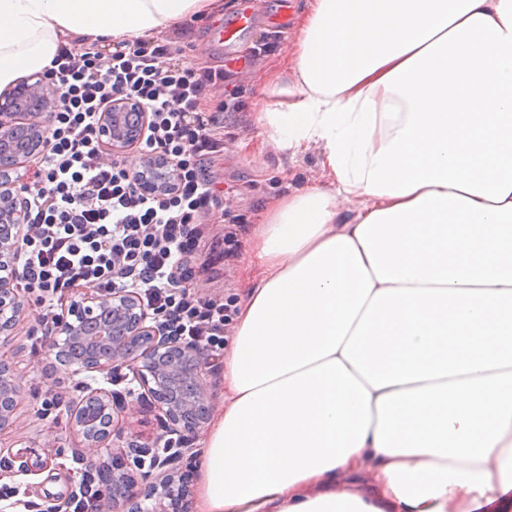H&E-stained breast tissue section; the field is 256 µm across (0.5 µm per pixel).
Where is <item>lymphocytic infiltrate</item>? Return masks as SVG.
<instances>
[{
    "mask_svg": "<svg viewBox=\"0 0 512 512\" xmlns=\"http://www.w3.org/2000/svg\"><path fill=\"white\" fill-rule=\"evenodd\" d=\"M59 91L36 179L24 197L29 234L19 284L36 303L64 311L76 292L127 291L171 334L224 362L232 303L200 295L193 282L211 271L191 258L205 233L203 213L217 194L202 163L222 139L204 103L223 70L175 61L159 41H119L108 54L63 49L45 73ZM133 98L149 114L135 148L169 162L171 190L144 193L136 171L107 157L98 125L109 106Z\"/></svg>",
    "mask_w": 512,
    "mask_h": 512,
    "instance_id": "f902f5d3",
    "label": "lymphocytic infiltrate"
}]
</instances>
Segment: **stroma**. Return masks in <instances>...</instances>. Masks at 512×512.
<instances>
[{
	"instance_id": "stroma-1",
	"label": "stroma",
	"mask_w": 512,
	"mask_h": 512,
	"mask_svg": "<svg viewBox=\"0 0 512 512\" xmlns=\"http://www.w3.org/2000/svg\"><path fill=\"white\" fill-rule=\"evenodd\" d=\"M239 2L222 0L221 9L190 16L155 35L156 40L169 42L176 59L224 69V86L206 105L223 128V146L204 161L206 174L222 192L221 203L205 219L208 235L193 261L199 264L208 260L212 237L235 233L234 257L205 275L199 291L236 301L243 298L255 273L252 245L267 212L288 192L322 179L318 148L296 157L281 152L253 117L255 102L266 97L269 77L279 73L295 40V18L305 0H250L254 22L229 51L216 40L215 30L233 17ZM259 151L266 163L262 170L254 161ZM41 313L38 305H30L13 333L11 362L23 397L9 436L16 451L37 450L48 465L38 474L15 477L6 486L0 484V512H40L46 498L67 495L72 477L80 472L84 449L81 437L71 428L67 409L81 398L83 384L110 389L115 400L124 398L122 386L113 384L111 374L73 376L50 358ZM113 429L115 448L126 447L132 440L148 444L149 455L143 456L141 468L133 472L139 487L148 488L145 474L151 469L152 457L158 456L168 429L164 415L145 397L115 414Z\"/></svg>"
}]
</instances>
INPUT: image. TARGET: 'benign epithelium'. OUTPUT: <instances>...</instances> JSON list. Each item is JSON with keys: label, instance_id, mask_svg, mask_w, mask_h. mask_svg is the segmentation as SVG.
Instances as JSON below:
<instances>
[{"label": "benign epithelium", "instance_id": "obj_1", "mask_svg": "<svg viewBox=\"0 0 512 512\" xmlns=\"http://www.w3.org/2000/svg\"><path fill=\"white\" fill-rule=\"evenodd\" d=\"M25 93L31 94V102L42 109L40 117L58 102L57 91L42 76L33 83H19L8 95L0 96V224L6 225L5 231H0V346L10 340L16 321L27 311L18 288L27 216L25 205L19 202L21 190L10 179V172L19 165L16 141L10 135H23L28 158L49 148L43 122L30 120L17 110L18 96ZM148 122V113L133 100L124 99L104 113L101 136L119 151L142 139ZM161 180L155 168L142 166L139 184L145 191L158 189ZM149 319L151 315L133 293L117 291L102 298L87 292L58 320L48 351L72 375L130 368L170 422L171 431L187 440L209 418L200 387L206 371L203 353L175 336L162 334ZM21 398L11 366L0 359V431L9 425ZM114 407L112 393L89 384L79 402L68 407L71 428L87 448L81 479L70 484L68 497L76 496L85 482L97 481L104 512H142L129 470L141 465V457L149 453V448L133 444L123 455L112 451ZM47 465L33 451L18 453L0 461V479L39 471ZM160 485L162 497L170 500L171 506L164 512H189L186 486L175 487L168 479Z\"/></svg>", "mask_w": 512, "mask_h": 512}]
</instances>
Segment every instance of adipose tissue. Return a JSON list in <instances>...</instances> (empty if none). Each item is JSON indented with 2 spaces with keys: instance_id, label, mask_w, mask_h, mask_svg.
Returning <instances> with one entry per match:
<instances>
[{
  "instance_id": "adipose-tissue-1",
  "label": "adipose tissue",
  "mask_w": 512,
  "mask_h": 512,
  "mask_svg": "<svg viewBox=\"0 0 512 512\" xmlns=\"http://www.w3.org/2000/svg\"><path fill=\"white\" fill-rule=\"evenodd\" d=\"M218 0H0V91ZM195 512H512V0H309ZM356 203L352 216L344 207Z\"/></svg>"
}]
</instances>
